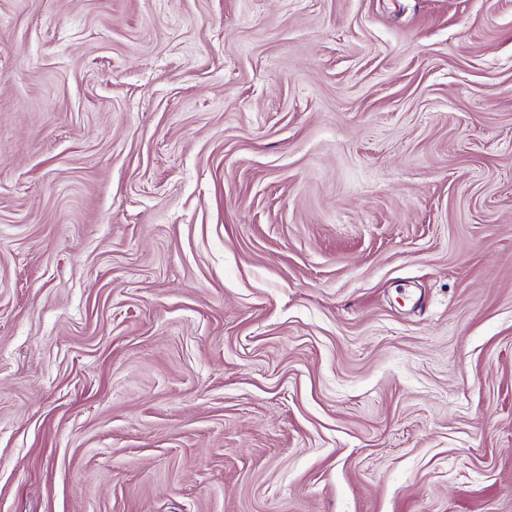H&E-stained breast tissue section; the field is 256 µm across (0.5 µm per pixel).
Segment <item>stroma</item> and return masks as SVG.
<instances>
[{"label":"stroma","mask_w":512,"mask_h":512,"mask_svg":"<svg viewBox=\"0 0 512 512\" xmlns=\"http://www.w3.org/2000/svg\"><path fill=\"white\" fill-rule=\"evenodd\" d=\"M0 512H512V0H0Z\"/></svg>","instance_id":"35a3bbf8"}]
</instances>
